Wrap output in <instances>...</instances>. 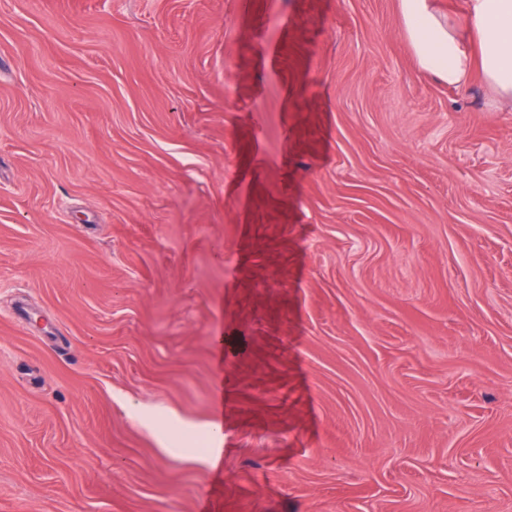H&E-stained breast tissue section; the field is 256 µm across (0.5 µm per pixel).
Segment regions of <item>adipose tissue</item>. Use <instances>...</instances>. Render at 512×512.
I'll list each match as a JSON object with an SVG mask.
<instances>
[{"mask_svg": "<svg viewBox=\"0 0 512 512\" xmlns=\"http://www.w3.org/2000/svg\"><path fill=\"white\" fill-rule=\"evenodd\" d=\"M421 74L451 87L479 75L490 107L512 112V0H462L465 28L446 19L436 0H397Z\"/></svg>", "mask_w": 512, "mask_h": 512, "instance_id": "obj_1", "label": "adipose tissue"}]
</instances>
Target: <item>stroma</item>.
<instances>
[{
    "instance_id": "obj_1",
    "label": "stroma",
    "mask_w": 512,
    "mask_h": 512,
    "mask_svg": "<svg viewBox=\"0 0 512 512\" xmlns=\"http://www.w3.org/2000/svg\"><path fill=\"white\" fill-rule=\"evenodd\" d=\"M402 27L0 0V512H512V112Z\"/></svg>"
}]
</instances>
